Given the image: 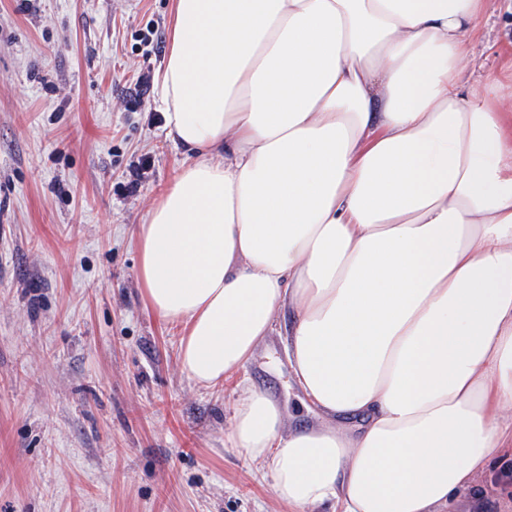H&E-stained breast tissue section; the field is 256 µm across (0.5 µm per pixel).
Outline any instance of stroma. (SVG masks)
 <instances>
[{
    "mask_svg": "<svg viewBox=\"0 0 512 512\" xmlns=\"http://www.w3.org/2000/svg\"><path fill=\"white\" fill-rule=\"evenodd\" d=\"M174 0H0V512H288L224 450L234 383L179 366L144 300L135 230L183 156L157 74ZM512 96V14L491 0L466 78ZM148 166H141V159ZM295 424L284 339L240 373Z\"/></svg>",
    "mask_w": 512,
    "mask_h": 512,
    "instance_id": "35a3bbf8",
    "label": "stroma"
}]
</instances>
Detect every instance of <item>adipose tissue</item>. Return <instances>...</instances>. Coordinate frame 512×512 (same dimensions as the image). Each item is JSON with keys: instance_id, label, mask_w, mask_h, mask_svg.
Here are the masks:
<instances>
[{"instance_id": "obj_1", "label": "adipose tissue", "mask_w": 512, "mask_h": 512, "mask_svg": "<svg viewBox=\"0 0 512 512\" xmlns=\"http://www.w3.org/2000/svg\"><path fill=\"white\" fill-rule=\"evenodd\" d=\"M488 0H175L186 162L137 231L202 387L283 330L318 426L239 386L225 450L291 512L483 508L512 451V99L464 84Z\"/></svg>"}]
</instances>
